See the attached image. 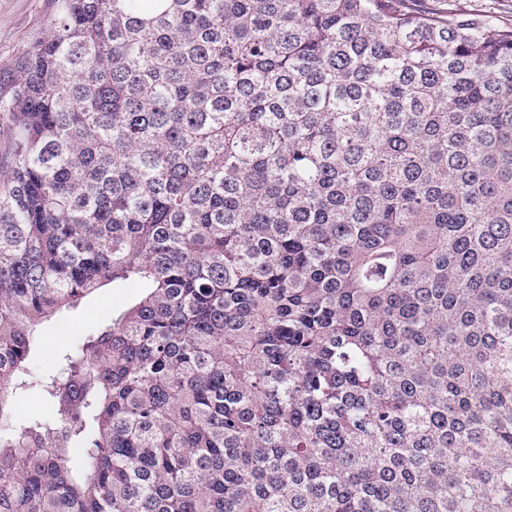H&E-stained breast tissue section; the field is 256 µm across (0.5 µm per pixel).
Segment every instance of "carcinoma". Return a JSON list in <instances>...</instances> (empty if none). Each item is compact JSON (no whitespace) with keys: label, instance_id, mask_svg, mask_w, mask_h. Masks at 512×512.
I'll return each mask as SVG.
<instances>
[{"label":"carcinoma","instance_id":"cac0c4a2","mask_svg":"<svg viewBox=\"0 0 512 512\" xmlns=\"http://www.w3.org/2000/svg\"><path fill=\"white\" fill-rule=\"evenodd\" d=\"M50 2L0 91V512H512V28ZM139 291V288H134L131 285L112 288V284H110L69 309L61 323L48 325L36 336L31 347L28 360L31 374L37 376L47 370L52 365L62 344H69L85 335L97 319L112 314V311L113 313L121 311ZM61 325L66 326L63 328L64 334L56 331ZM57 336L67 337L59 338Z\"/></svg>","mask_w":512,"mask_h":512}]
</instances>
